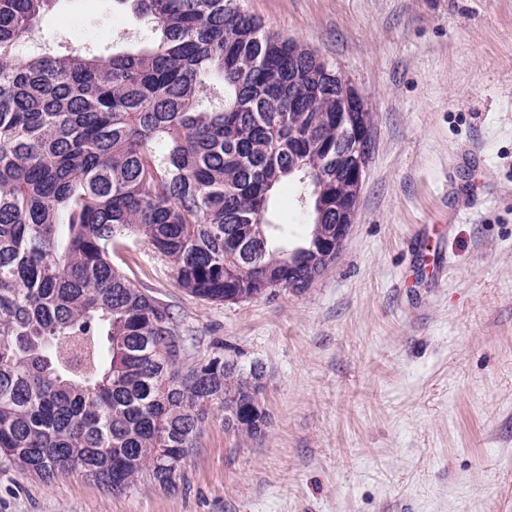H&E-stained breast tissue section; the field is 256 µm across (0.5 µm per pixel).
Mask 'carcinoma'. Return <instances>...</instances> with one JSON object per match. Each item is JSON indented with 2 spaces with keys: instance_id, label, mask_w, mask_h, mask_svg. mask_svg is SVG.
<instances>
[{
  "instance_id": "carcinoma-1",
  "label": "carcinoma",
  "mask_w": 512,
  "mask_h": 512,
  "mask_svg": "<svg viewBox=\"0 0 512 512\" xmlns=\"http://www.w3.org/2000/svg\"><path fill=\"white\" fill-rule=\"evenodd\" d=\"M56 0H0V457L50 482L173 485L210 417L242 415L264 366L197 340L112 255L133 239L214 303L300 292L336 262L344 105L332 68L264 30L243 0H117L151 46L103 55L17 47ZM301 185L311 231L271 230L273 188Z\"/></svg>"
}]
</instances>
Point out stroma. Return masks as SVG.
<instances>
[{
    "label": "stroma",
    "instance_id": "1",
    "mask_svg": "<svg viewBox=\"0 0 512 512\" xmlns=\"http://www.w3.org/2000/svg\"><path fill=\"white\" fill-rule=\"evenodd\" d=\"M327 60L372 115L339 258L303 291L216 304L127 241V277L185 329L266 367L270 425L209 420L174 489L46 484L0 458V512H512V0H245ZM148 17L58 0L50 51L140 48ZM294 181L274 192L309 232Z\"/></svg>",
    "mask_w": 512,
    "mask_h": 512
}]
</instances>
